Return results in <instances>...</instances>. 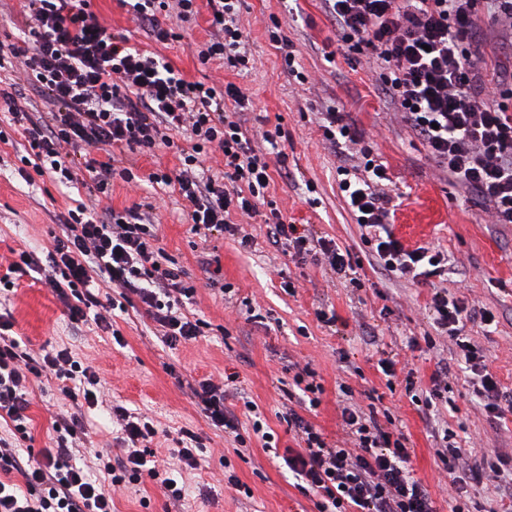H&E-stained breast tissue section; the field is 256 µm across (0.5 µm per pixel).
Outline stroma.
<instances>
[{"instance_id":"obj_1","label":"stroma","mask_w":512,"mask_h":512,"mask_svg":"<svg viewBox=\"0 0 512 512\" xmlns=\"http://www.w3.org/2000/svg\"><path fill=\"white\" fill-rule=\"evenodd\" d=\"M90 9L106 27L126 34L132 45L166 56L187 79L248 88L252 105L241 119L258 133V116L280 121L287 138L278 145L288 156L287 172H274L267 193L284 220L308 225L313 234L335 239L358 258L361 287L336 278L311 259L275 245L262 218L248 224L249 243L235 228L208 239L193 234L173 188L148 183L156 169H175L173 152L159 149L136 155L137 185H112V207L128 208L152 197L159 245L198 286L187 314L208 326L203 336L169 348L160 328L139 301L112 319L111 331L71 320L67 308L44 281L13 275L12 290H0V309L13 316V336L21 347L68 349L76 361L95 366L106 402L86 409L83 441L87 447L113 451L120 431L110 406L151 416L158 429L152 448L162 469L179 430L194 431L204 448L198 466L184 470V512H317L315 498L301 491L283 458L299 445L285 418L297 411L319 428L329 442L350 446L342 426L343 404L362 410H389L412 450V475L431 494L437 512H448L449 475L436 451L444 430H453L467 463L497 451L512 458V412L504 420L488 418L462 366L452 362L455 347L437 335L427 302L434 289L487 309L491 325L467 323L465 332L483 349L489 371L512 396V224H487L484 204L451 184L425 144L398 123L379 93L378 73L367 56L336 40V28L322 0H246L238 23L248 37L255 64L238 73L213 62L201 65L199 45L210 31V11L177 27L181 38L155 43L132 21L121 0H90ZM278 27L297 51L306 85L284 71L279 50L268 31ZM336 106L377 153L400 197L392 231L406 247L447 251L449 277L411 282L377 268L361 231L345 209L336 185L340 160L322 143L321 114ZM24 139L13 134L0 141V277L19 250L46 256L57 233L58 216L73 200L49 178L22 180L16 169ZM315 192H308L307 182ZM338 321L322 322L319 312ZM382 358L395 360L400 378L387 388L378 369ZM448 363L449 402L413 404L401 381L406 372L418 379L417 391L430 388L438 362ZM309 366L323 391L315 410H307L300 390L291 389L295 367ZM235 381L224 405L238 419L237 433L215 430L191 398L186 381L205 377ZM256 403L264 427L273 437L265 449L252 432L245 402ZM57 380L32 385L29 436L25 452L36 455L54 437L58 414L70 411ZM245 444H238L237 436ZM235 475L237 486L227 485ZM167 496L149 478L112 490V512H170Z\"/></svg>"}]
</instances>
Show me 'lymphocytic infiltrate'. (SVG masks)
<instances>
[{
  "instance_id": "obj_1",
  "label": "lymphocytic infiltrate",
  "mask_w": 512,
  "mask_h": 512,
  "mask_svg": "<svg viewBox=\"0 0 512 512\" xmlns=\"http://www.w3.org/2000/svg\"><path fill=\"white\" fill-rule=\"evenodd\" d=\"M140 26L158 42L176 40L163 25L160 11L175 6L180 21L198 13V0H124ZM325 11L341 41L365 47L380 72L381 90L398 120L422 140L449 181L485 203L489 224H512V73L487 80L482 75L484 32L480 12H487L498 33V46L512 51V0H324ZM213 33L198 52L201 64L219 59L237 71L249 70L251 54L237 24L242 0H207ZM28 18L22 45L0 47V112L7 113L10 132L26 141L18 173L24 180L49 176L59 187L78 185L75 169L84 165L97 198L112 195V181H136L134 154L158 148L173 151L176 171L149 174L152 184L177 189L183 216L194 234L221 231L232 215L263 216L274 244L312 257L341 277L355 272L349 250L335 240L317 238L300 225L284 220L277 207L261 213L272 180L267 149L283 138L281 125L263 129L266 149L256 148L237 119L250 98L245 89L228 82L219 86L187 80L165 57L131 46L128 37L105 27L87 0H20ZM21 63L34 84L53 103L50 112H29L19 103L16 83L1 73ZM323 136L344 156L337 168L338 186L352 219L367 232L373 262L382 270L414 280L444 276L448 260L427 247L407 249L391 230L396 203L388 186L386 166L362 147L360 135L344 113L328 109ZM182 141H175V134ZM213 151L224 157V171H202ZM62 237L56 238L48 283L68 307L72 320L93 319L103 325L101 308H114L113 298H100L101 288L137 295L163 330L162 343L173 347L202 333L201 319L184 312L196 287L188 273L164 263V252L151 209L141 206L117 211L85 203L61 214ZM429 309L440 334L448 336L456 354L472 374V388L486 414L503 418L512 400H503L497 378L485 356L465 336L466 321L492 317L452 299L447 289L432 293ZM10 314L0 313V419L26 435L30 418L27 383L49 374L63 381L71 402L95 404L96 372L81 366L70 351L37 356L20 350L10 338ZM190 393L211 425L236 430L234 416L224 407V389L204 379ZM113 413L123 438L120 462L95 451L96 473L78 466L85 451L75 442L83 428L79 413L59 416L50 448L39 457L21 459L15 448L0 440V512H112V487L148 475L159 481L167 497H184L176 481L149 466V445L156 435L147 416L121 406ZM342 425L353 445L328 443L311 422L288 414L300 450L287 459L289 470L316 497L318 512H436L434 501L411 474V450L403 433L383 427L376 416L348 405ZM437 456L448 474L468 472L480 479L483 470L504 473L506 459L484 455L464 467V448L444 434ZM23 481H9L11 473Z\"/></svg>"
}]
</instances>
